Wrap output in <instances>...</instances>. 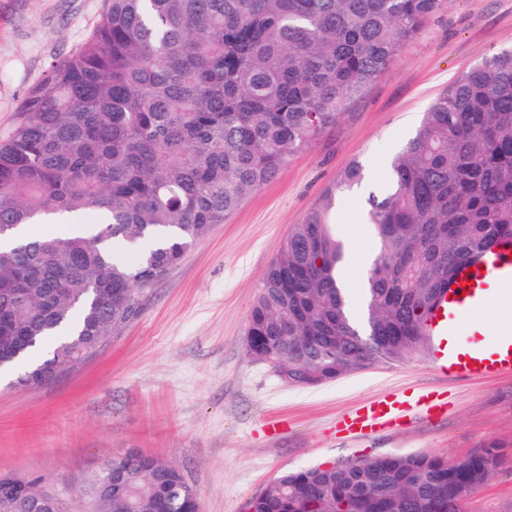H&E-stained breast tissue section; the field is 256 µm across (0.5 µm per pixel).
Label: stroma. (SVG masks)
I'll return each instance as SVG.
<instances>
[{
    "instance_id": "1",
    "label": "stroma",
    "mask_w": 512,
    "mask_h": 512,
    "mask_svg": "<svg viewBox=\"0 0 512 512\" xmlns=\"http://www.w3.org/2000/svg\"><path fill=\"white\" fill-rule=\"evenodd\" d=\"M104 0H0V138L49 62L92 28ZM512 49V0H448L407 42L391 69L351 100L335 129L297 153L278 176L214 225L153 288L140 319L49 385L0 384V472L41 479L66 512H89L93 478L115 455L138 451L175 464L201 512H248L281 473L381 454L433 452L454 459L496 441L512 458V375L452 376L431 354L378 365L319 386L291 385L247 352V316L282 241L337 175L357 162L370 190L412 137L423 112L457 76ZM365 199L343 196L332 213L353 255L379 247ZM462 347L512 336V290L492 287ZM432 392L368 435L338 432L344 415L378 396ZM464 512H512V461L469 494Z\"/></svg>"
}]
</instances>
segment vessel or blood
Masks as SVG:
<instances>
[{"instance_id": "obj_1", "label": "vessel or blood", "mask_w": 512, "mask_h": 512, "mask_svg": "<svg viewBox=\"0 0 512 512\" xmlns=\"http://www.w3.org/2000/svg\"><path fill=\"white\" fill-rule=\"evenodd\" d=\"M490 283L500 284L505 289L512 288V242H502L473 267L465 266L459 270L447 300L431 320L433 329H455L472 321L482 304V288ZM447 371L464 375L512 374V344L488 356L479 353L458 356L449 361ZM420 404L427 405L435 414L442 411L441 403L429 393L385 395L345 416L338 427L347 433L366 435L393 423Z\"/></svg>"}]
</instances>
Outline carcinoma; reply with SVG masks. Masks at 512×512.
I'll return each mask as SVG.
<instances>
[{
    "instance_id": "cac0c4a2",
    "label": "carcinoma",
    "mask_w": 512,
    "mask_h": 512,
    "mask_svg": "<svg viewBox=\"0 0 512 512\" xmlns=\"http://www.w3.org/2000/svg\"><path fill=\"white\" fill-rule=\"evenodd\" d=\"M446 0H105L97 22L52 60L0 140V225L91 212L69 237L0 247V354L16 338L50 353L39 387L142 315L154 285L194 243L336 127L346 103L393 65ZM341 171L294 226L257 287L247 352L316 386L428 349L425 322L456 269L512 238V49L448 84L369 194L380 250L352 310L341 287ZM505 460L491 442L461 460L382 454L278 476L249 512H455ZM94 512H195L182 473L143 454L112 459ZM45 484L0 473V500Z\"/></svg>"
}]
</instances>
